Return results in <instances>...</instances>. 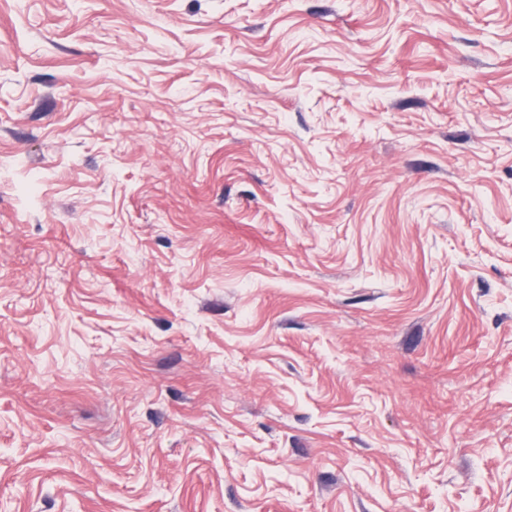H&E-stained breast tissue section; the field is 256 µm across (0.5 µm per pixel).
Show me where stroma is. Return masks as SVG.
I'll return each instance as SVG.
<instances>
[{"instance_id":"1","label":"stroma","mask_w":512,"mask_h":512,"mask_svg":"<svg viewBox=\"0 0 512 512\" xmlns=\"http://www.w3.org/2000/svg\"><path fill=\"white\" fill-rule=\"evenodd\" d=\"M0 512H512V0H0Z\"/></svg>"}]
</instances>
